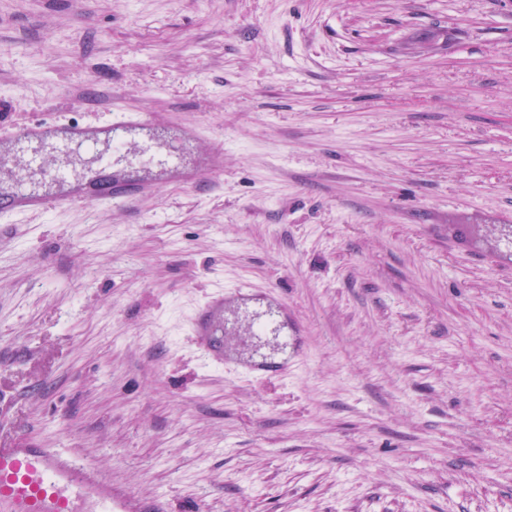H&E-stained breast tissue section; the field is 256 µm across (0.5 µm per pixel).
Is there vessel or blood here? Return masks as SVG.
<instances>
[{
	"label": "vessel or blood",
	"mask_w": 512,
	"mask_h": 512,
	"mask_svg": "<svg viewBox=\"0 0 512 512\" xmlns=\"http://www.w3.org/2000/svg\"><path fill=\"white\" fill-rule=\"evenodd\" d=\"M153 122L152 116L137 113L104 123L35 118L12 126L0 139L25 152L26 172L8 196L0 197V213L44 214L80 204L134 203L155 194L158 185L148 173L156 167L186 186L222 173L220 145L190 172L177 152L160 153L149 143L130 149L124 130ZM254 297L276 310L275 316L254 319V335L273 331L285 339L302 334L301 325L288 317L287 303L274 291L257 295L245 287L222 290L190 318L191 333L209 358L224 360L225 305ZM242 370L254 377H282L288 363L254 360ZM0 512H163V503L113 488L111 480L66 449L0 446Z\"/></svg>",
	"instance_id": "1"
}]
</instances>
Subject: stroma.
Returning <instances> with one entry per match:
<instances>
[{
  "mask_svg": "<svg viewBox=\"0 0 512 512\" xmlns=\"http://www.w3.org/2000/svg\"><path fill=\"white\" fill-rule=\"evenodd\" d=\"M104 96L224 176L0 221V444L167 512H512V0H0V128ZM242 283L287 379L191 336ZM254 299L273 306L278 315L261 319L254 316L252 332L255 336H263L269 330L275 331L282 342L288 346V336L297 338L303 332L301 325L290 319L288 321V304L274 291L267 290L255 294L252 289L240 287L221 290L213 293L210 298L192 314L190 330L206 355L222 364L224 362V306L236 300ZM242 372L254 377L273 378L283 377L288 374V358L273 362L268 360H254L245 363L241 367Z\"/></svg>",
  "mask_w": 512,
  "mask_h": 512,
  "instance_id": "35a3bbf8",
  "label": "stroma"
}]
</instances>
